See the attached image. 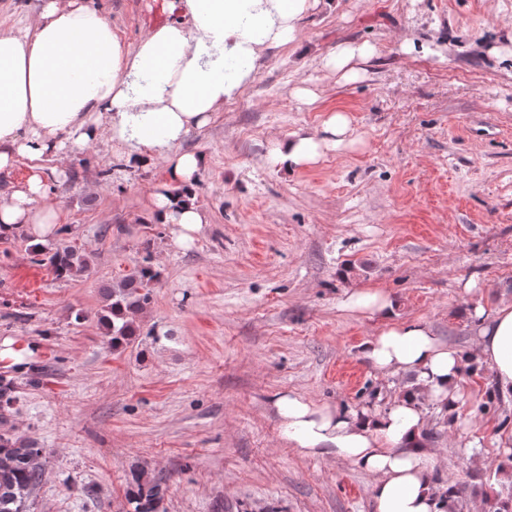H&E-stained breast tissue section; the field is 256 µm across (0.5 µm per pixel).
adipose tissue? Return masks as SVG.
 <instances>
[{"mask_svg":"<svg viewBox=\"0 0 512 512\" xmlns=\"http://www.w3.org/2000/svg\"><path fill=\"white\" fill-rule=\"evenodd\" d=\"M320 2L162 0L168 20L131 48L88 0H43L24 33L0 32V170L21 157L60 160L67 144L108 138L130 165L165 161L151 214L172 226L177 245L193 241L208 222L194 202L201 159L180 152V143L252 80L251 64L262 47L292 42L298 20ZM231 60L246 66L229 77L224 69ZM350 133L349 117L333 113L321 132L279 144L271 162L303 168ZM47 190L37 172L0 195V234L26 228L52 235L59 214L41 207ZM347 306L387 322L363 350L374 370L385 378L415 373L418 385L397 392L380 414L282 395L274 408L283 436L300 455L340 460L372 475L375 512H440L433 452L422 437L424 405L455 410L468 357L425 323L391 321L393 301L381 291H354ZM472 319L473 356L491 369L501 392L512 393V303L490 315L474 309Z\"/></svg>","mask_w":512,"mask_h":512,"instance_id":"adipose-tissue-1","label":"adipose tissue"}]
</instances>
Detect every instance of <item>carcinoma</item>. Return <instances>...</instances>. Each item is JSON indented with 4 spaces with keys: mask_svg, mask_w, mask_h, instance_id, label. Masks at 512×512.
I'll return each mask as SVG.
<instances>
[{
    "mask_svg": "<svg viewBox=\"0 0 512 512\" xmlns=\"http://www.w3.org/2000/svg\"><path fill=\"white\" fill-rule=\"evenodd\" d=\"M33 262L52 268L59 280L76 277L89 268L86 257L61 238L54 243H36L29 246ZM157 272L143 266L121 281L105 287L107 304L101 323L105 327L107 344L116 350L140 335L137 315L151 300L150 284ZM14 382L0 377V410H9L17 402ZM43 449L29 438L17 437L0 431V512H31L29 497L41 483L43 476ZM465 486L450 481L437 494L446 512H455ZM164 495L157 480L138 478L137 491L132 500L134 512H161Z\"/></svg>",
    "mask_w": 512,
    "mask_h": 512,
    "instance_id": "1",
    "label": "carcinoma"
}]
</instances>
